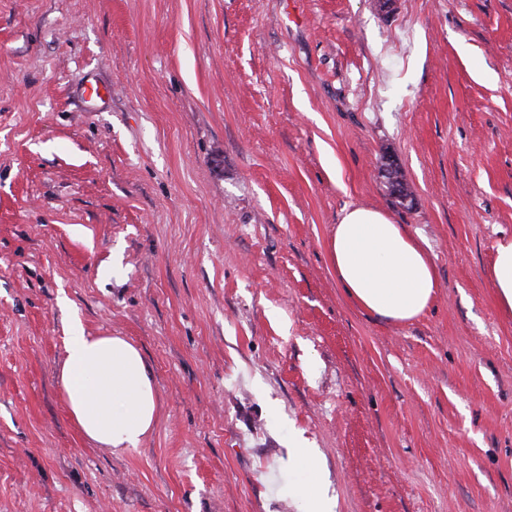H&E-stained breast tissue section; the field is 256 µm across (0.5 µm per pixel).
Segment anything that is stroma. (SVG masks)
I'll use <instances>...</instances> for the list:
<instances>
[{"label": "stroma", "mask_w": 512, "mask_h": 512, "mask_svg": "<svg viewBox=\"0 0 512 512\" xmlns=\"http://www.w3.org/2000/svg\"><path fill=\"white\" fill-rule=\"evenodd\" d=\"M357 206L430 253L422 318L337 282ZM505 235L512 0H0V512H305L300 439L334 512H512ZM76 320L152 370L138 448L68 414ZM489 279L500 306L512 311V237L497 241Z\"/></svg>", "instance_id": "1"}]
</instances>
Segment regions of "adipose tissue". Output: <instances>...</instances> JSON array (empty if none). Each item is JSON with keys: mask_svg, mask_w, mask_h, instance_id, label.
I'll return each instance as SVG.
<instances>
[{"mask_svg": "<svg viewBox=\"0 0 512 512\" xmlns=\"http://www.w3.org/2000/svg\"><path fill=\"white\" fill-rule=\"evenodd\" d=\"M328 256L347 297L387 321H414L437 298L439 284L427 252L405 225L393 223L379 210H344L329 240ZM490 284L500 306L512 311V237L495 245ZM60 385L77 429L98 447H139L157 424L151 369L139 348L124 337L90 336L81 323H72ZM291 458L307 475L301 495L308 512H333L312 450L295 444Z\"/></svg>", "mask_w": 512, "mask_h": 512, "instance_id": "1", "label": "adipose tissue"}]
</instances>
